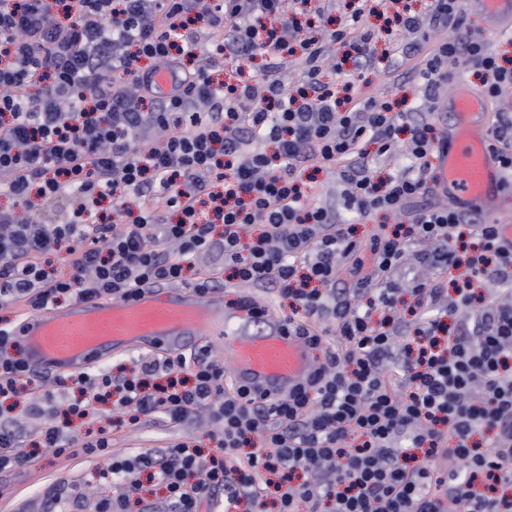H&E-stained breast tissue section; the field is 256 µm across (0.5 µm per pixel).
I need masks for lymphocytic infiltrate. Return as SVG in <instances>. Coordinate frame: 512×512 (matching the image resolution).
Listing matches in <instances>:
<instances>
[{
	"label": "lymphocytic infiltrate",
	"mask_w": 512,
	"mask_h": 512,
	"mask_svg": "<svg viewBox=\"0 0 512 512\" xmlns=\"http://www.w3.org/2000/svg\"><path fill=\"white\" fill-rule=\"evenodd\" d=\"M308 5L333 9L331 0H0V195L11 201L0 207V306L36 313L182 284L208 251L232 279L276 286L291 302L293 335L322 344L317 321L327 317L340 340L285 397L225 386L204 349L80 371L71 380L82 400L32 399L28 411L44 423L28 443L5 402L38 376L4 355L12 336L1 326L0 472L29 465L39 448L65 453L69 418L101 421L108 399L122 426L182 425L203 412L216 426L218 455L181 441L118 456L102 430L80 441L105 460L103 484L158 482L167 512H201L218 493L224 512L245 501L275 512H512V300H503L512 253L496 225L454 205L419 206L401 222L405 205L428 194V158L444 137L428 114L324 82L336 42L361 69L392 73L400 62L377 63L359 7L328 39L289 41ZM393 22L412 34L448 30L433 47L413 45L428 85L447 82L463 59L489 98L512 83V68L472 38L458 0H434L425 18L396 9ZM257 57L262 71L245 74ZM292 57L303 77L288 87L277 71ZM161 69L179 77L173 94L152 81ZM402 128L407 174L374 178ZM309 169L337 172L342 211L312 203ZM61 202L63 220H44ZM374 212L398 222L366 245L353 220ZM422 243L425 263L457 271L453 295L395 280ZM366 249L371 276L343 284L339 260ZM58 253L60 270L48 265ZM406 293L407 320L397 314Z\"/></svg>",
	"instance_id": "1"
}]
</instances>
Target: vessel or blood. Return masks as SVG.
Listing matches in <instances>:
<instances>
[{"label": "vessel or blood", "mask_w": 512, "mask_h": 512, "mask_svg": "<svg viewBox=\"0 0 512 512\" xmlns=\"http://www.w3.org/2000/svg\"><path fill=\"white\" fill-rule=\"evenodd\" d=\"M472 3L499 20V34L512 36V0ZM448 102L452 120L439 150L437 185L476 217L498 215L512 177L490 149L487 101L460 83ZM202 334L223 342L234 382L258 393L288 394L314 365L312 346L290 334L284 320L265 310L248 315L226 309L210 291L170 287L128 299L77 301L28 317L13 330L31 369L57 371L87 369L138 349L176 354Z\"/></svg>", "instance_id": "obj_1"}]
</instances>
